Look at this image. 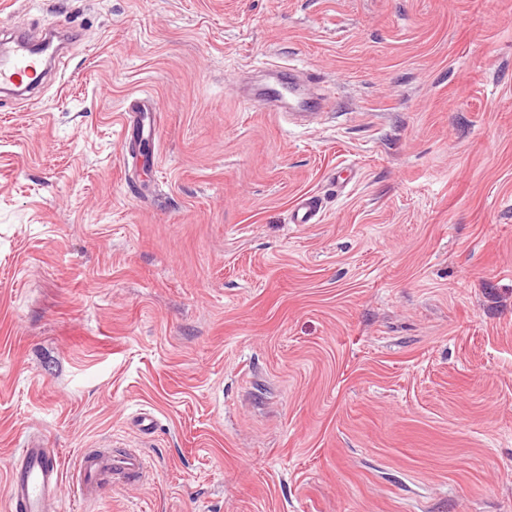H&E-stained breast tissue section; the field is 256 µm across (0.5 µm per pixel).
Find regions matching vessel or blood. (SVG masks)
<instances>
[{"mask_svg": "<svg viewBox=\"0 0 512 512\" xmlns=\"http://www.w3.org/2000/svg\"><path fill=\"white\" fill-rule=\"evenodd\" d=\"M46 67L45 55L27 48L25 39H17L16 47L0 58V88L22 93L36 88ZM298 82L293 74H285L281 88H272L252 97L250 104L263 112H276L285 95L293 93ZM161 114L156 103L130 101L121 125V150L129 152L136 145L156 142ZM322 218L316 196H301L291 211L295 224H316ZM148 465L144 454L136 448L121 452L109 448L85 450L72 480L78 496L85 500L99 497L112 486L143 484ZM63 471L57 449L31 441L18 449L6 479L8 512H61Z\"/></svg>", "mask_w": 512, "mask_h": 512, "instance_id": "b4317fda", "label": "vessel or blood"}]
</instances>
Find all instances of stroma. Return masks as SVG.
<instances>
[{"instance_id":"stroma-1","label":"stroma","mask_w":512,"mask_h":512,"mask_svg":"<svg viewBox=\"0 0 512 512\" xmlns=\"http://www.w3.org/2000/svg\"><path fill=\"white\" fill-rule=\"evenodd\" d=\"M67 26L0 98L15 448H137L64 512H512V0H0ZM320 74L298 123L236 90ZM151 97L156 150L120 153ZM317 224H293L302 194ZM158 418L153 434L132 422ZM321 218V205L319 199L314 195H302L291 211V223L293 224H317Z\"/></svg>"}]
</instances>
